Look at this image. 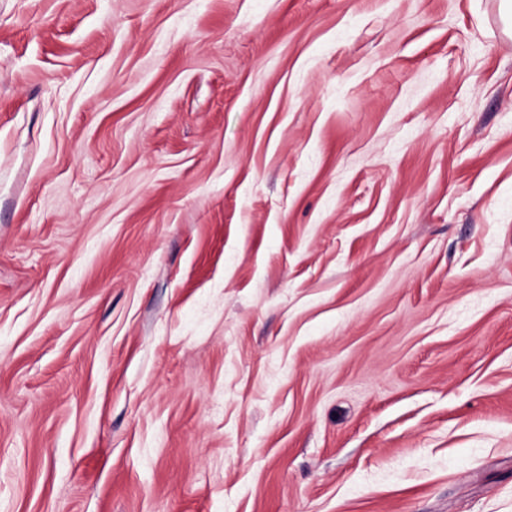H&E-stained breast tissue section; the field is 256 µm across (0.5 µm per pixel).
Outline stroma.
I'll use <instances>...</instances> for the list:
<instances>
[{
	"label": "stroma",
	"mask_w": 512,
	"mask_h": 512,
	"mask_svg": "<svg viewBox=\"0 0 512 512\" xmlns=\"http://www.w3.org/2000/svg\"><path fill=\"white\" fill-rule=\"evenodd\" d=\"M500 0H0V512H512Z\"/></svg>",
	"instance_id": "stroma-1"
}]
</instances>
